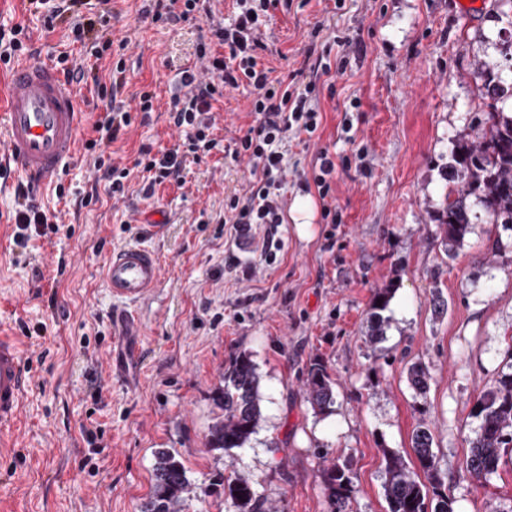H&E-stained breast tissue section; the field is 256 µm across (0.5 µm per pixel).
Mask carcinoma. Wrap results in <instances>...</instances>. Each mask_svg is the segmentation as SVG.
<instances>
[{"mask_svg": "<svg viewBox=\"0 0 512 512\" xmlns=\"http://www.w3.org/2000/svg\"><path fill=\"white\" fill-rule=\"evenodd\" d=\"M473 74L481 81V96L494 104L480 121L478 139L472 140L466 133L459 135L451 162L441 169L443 180L451 188L433 221L436 233L450 251L470 233L477 218L475 205L481 206L487 223L512 229V113L495 106L505 96L512 98V85L506 86L499 66L493 62H476ZM393 293L391 283L374 294L372 340L382 330L384 319L380 311L386 309ZM378 299L382 303H376ZM408 380L414 393L421 396L429 387V372L414 364L409 368ZM307 386L313 410L323 412L334 403L333 382L323 363L310 364ZM212 401L218 414L208 428L206 447L222 452L244 447L262 418L260 376L250 357L241 355L233 361L224 372L223 383L215 387ZM473 415L480 424L470 440L466 471L480 483L497 472L502 452L512 448V373L501 376L480 396ZM411 448L418 462L416 470L399 452L382 449L388 512H427L430 499L436 501L434 512H453L443 491L433 435L425 423H419L414 430ZM154 459L151 491L141 512H185L188 502L198 495L183 461L168 448L155 450ZM321 479L329 512H347L354 492L349 466L332 463L321 471ZM214 486L223 487L224 500L233 512H265V502L250 477L237 472L227 478L220 474Z\"/></svg>", "mask_w": 512, "mask_h": 512, "instance_id": "cac0c4a2", "label": "carcinoma"}]
</instances>
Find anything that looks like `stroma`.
Listing matches in <instances>:
<instances>
[{"label":"stroma","mask_w":512,"mask_h":512,"mask_svg":"<svg viewBox=\"0 0 512 512\" xmlns=\"http://www.w3.org/2000/svg\"><path fill=\"white\" fill-rule=\"evenodd\" d=\"M147 0H114L108 25L76 37L75 17L44 26V8L0 0V29L24 26L22 58L77 59L85 78L74 89L88 114L75 160L35 202L56 214L58 233L16 241L13 215L21 175L0 168V326L16 336L32 377L20 427L0 436V512H140L150 493L154 451L178 452L190 481L205 489L186 512H229L216 473L253 479L270 512H328L320 478L330 462H348L353 512H387L382 451L411 455L419 423L433 433L443 490L454 512H512V452L483 485L466 472L469 440L479 426L481 393L512 373V231L477 221L447 251L432 220L447 192L439 172L461 132L477 134L485 110L476 61L500 62L512 40V0H482L470 16L457 0H310L274 9L264 54L282 78L307 49L344 67L321 91L323 119L313 138L282 146L292 206L313 203L312 231L301 237L290 209L273 264L240 252L252 276L232 275L224 229L226 197L241 193L245 165L223 152L187 158L179 178L139 195L132 166L141 147L159 151L179 139L169 114L179 69L198 66L204 17L152 23ZM351 50H343L342 41ZM126 49H119V42ZM104 48L102 58L92 46ZM123 64L124 86L112 90ZM151 92L154 110L121 139L92 150V122L111 94L131 100ZM213 135L242 136L251 118L244 92L230 90L214 109ZM350 132H343L344 120ZM338 159L332 188L340 223H326L317 190H306L315 154ZM131 168L129 188L112 196L94 168ZM501 249L492 252V239ZM142 245L160 258V282L131 309L137 339L112 322L124 304L99 278L107 255ZM64 275H57L58 263ZM43 281H35L34 270ZM395 284L369 341L376 289ZM448 302L433 308V293ZM260 375L263 419L251 440L226 453L205 446L216 409L212 392L239 355ZM322 361L335 386L330 411L307 400L311 362ZM431 376L426 396L407 380L412 364Z\"/></svg>","instance_id":"obj_1"}]
</instances>
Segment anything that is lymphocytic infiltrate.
<instances>
[{"label": "lymphocytic infiltrate", "instance_id": "1", "mask_svg": "<svg viewBox=\"0 0 512 512\" xmlns=\"http://www.w3.org/2000/svg\"><path fill=\"white\" fill-rule=\"evenodd\" d=\"M200 0H152L145 17L152 22H177L193 19L200 11ZM292 6L293 0H235L231 18L204 11L210 37L200 43L197 53L201 70L189 68L180 73L177 91L170 98L173 123L181 133L172 148L152 152L141 148L133 168L115 166L105 169L113 193L121 194L131 169H140L143 196H151L157 185L179 177L188 155L210 153L219 148L211 135L214 103L225 90L247 89L252 122L233 145L223 148L224 155L235 163H246L249 178L243 194L224 202V221L230 226L236 245L260 244V258L270 261L278 245L279 227L284 222L287 202L282 194L286 176L281 150L290 135L314 136L321 124L318 105L320 81L329 74L330 64L322 58L304 59L290 80L273 77L262 61L268 46L263 40L270 8L278 4ZM153 109L152 96L144 92L137 106L110 99L105 116L93 126L97 145H109L124 135L132 124V111Z\"/></svg>", "mask_w": 512, "mask_h": 512}]
</instances>
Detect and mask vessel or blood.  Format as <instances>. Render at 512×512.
I'll use <instances>...</instances> for the list:
<instances>
[{
	"instance_id": "1",
	"label": "vessel or blood",
	"mask_w": 512,
	"mask_h": 512,
	"mask_svg": "<svg viewBox=\"0 0 512 512\" xmlns=\"http://www.w3.org/2000/svg\"><path fill=\"white\" fill-rule=\"evenodd\" d=\"M84 122L70 83L49 63H20L0 84V138L33 191L54 184L74 156ZM160 277L158 257L142 246L112 251L103 268L106 288L125 301L147 295ZM28 385L17 342L0 331V432L17 426Z\"/></svg>"
}]
</instances>
